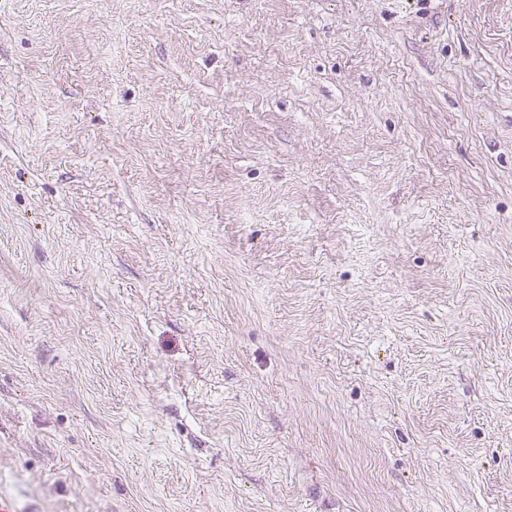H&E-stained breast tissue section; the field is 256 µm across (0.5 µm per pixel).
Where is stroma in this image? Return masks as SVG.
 Returning a JSON list of instances; mask_svg holds the SVG:
<instances>
[{
  "mask_svg": "<svg viewBox=\"0 0 512 512\" xmlns=\"http://www.w3.org/2000/svg\"><path fill=\"white\" fill-rule=\"evenodd\" d=\"M15 512H512V0H0Z\"/></svg>",
  "mask_w": 512,
  "mask_h": 512,
  "instance_id": "obj_1",
  "label": "stroma"
}]
</instances>
